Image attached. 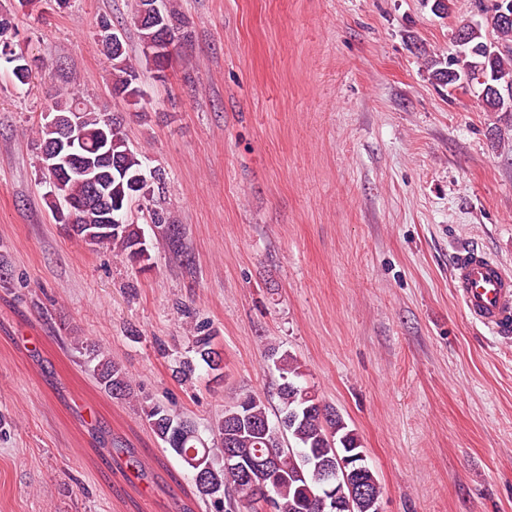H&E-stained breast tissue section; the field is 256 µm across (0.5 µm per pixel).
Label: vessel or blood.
Here are the masks:
<instances>
[{
    "label": "vessel or blood",
    "instance_id": "b4317fda",
    "mask_svg": "<svg viewBox=\"0 0 512 512\" xmlns=\"http://www.w3.org/2000/svg\"><path fill=\"white\" fill-rule=\"evenodd\" d=\"M455 293L469 314L498 333L512 332V274L485 252L459 251L451 268Z\"/></svg>",
    "mask_w": 512,
    "mask_h": 512
}]
</instances>
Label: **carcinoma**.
Instances as JSON below:
<instances>
[{
	"label": "carcinoma",
	"instance_id": "carcinoma-1",
	"mask_svg": "<svg viewBox=\"0 0 512 512\" xmlns=\"http://www.w3.org/2000/svg\"><path fill=\"white\" fill-rule=\"evenodd\" d=\"M33 3L35 0H12L9 7L0 9V59L13 64L12 75L22 85L30 83L32 72L18 69L19 50L9 34L14 30V9ZM129 23L139 32L145 62L158 72L164 71L172 60L170 46L180 40L186 27L185 18L168 0H134ZM483 30L482 24L460 25L458 31L465 32L466 62L460 64L454 57L445 61L432 59L428 62L431 77L442 85H467L476 78L471 76L466 63L478 64L486 78L483 85L491 86L482 95L485 106L494 111H512V24L494 28L491 39ZM99 42L112 67L113 92L129 104L138 105L142 99L139 72L126 42L106 36L100 37ZM48 111L64 119L78 113L77 132L88 147L96 145L107 129H112V152L119 153L120 166L113 167L110 159L104 158L101 168L112 174V215L120 224H100L99 206L90 197L88 185L78 178L62 179L56 197L49 198L50 205L56 209L65 199L80 203L81 208L75 212L77 222L100 231L84 240L88 247L111 245L129 262L143 270L148 268L151 256L144 232L130 222L129 214L134 203L154 201V185L163 183V174L158 170L147 171L148 159L129 147L121 121L110 118L76 92L57 93ZM150 220L162 228L169 240L180 241L181 227L168 223L163 210H152ZM194 350L208 373L218 376L223 372L224 359L214 336L204 333L194 337ZM90 355L98 360V380L108 393L117 398L134 394L130 377L118 363L99 349L91 350ZM270 356L278 372V417L292 416L287 424L272 421L266 397L251 391L239 394L224 406V415L214 427L216 444L212 446L202 440L191 419L163 404L144 406L146 420L166 450L191 473L198 494L204 498L222 495L227 501V512L240 507L246 512H336L334 496L327 491V472L317 461L361 448L359 437L333 406L308 390L296 358L274 348ZM279 451L283 452L279 473L259 484L252 493V501L244 504L242 469L227 466L221 460L231 453L245 464ZM355 482L365 488V494L354 503L353 512H376L383 488L370 464H364Z\"/></svg>",
	"mask_w": 512,
	"mask_h": 512
}]
</instances>
